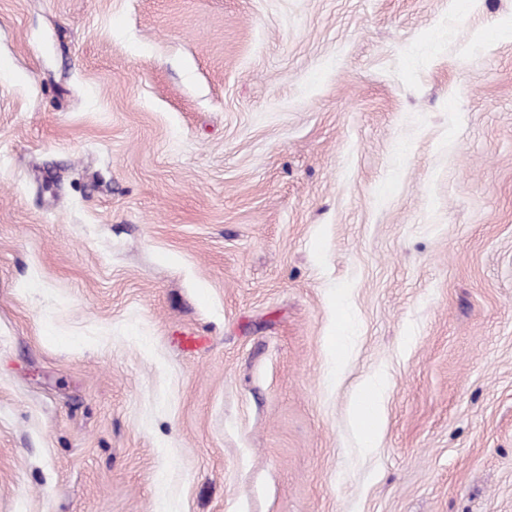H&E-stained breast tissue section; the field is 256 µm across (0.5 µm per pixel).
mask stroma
Wrapping results in <instances>:
<instances>
[{
    "instance_id": "stroma-1",
    "label": "stroma",
    "mask_w": 512,
    "mask_h": 512,
    "mask_svg": "<svg viewBox=\"0 0 512 512\" xmlns=\"http://www.w3.org/2000/svg\"><path fill=\"white\" fill-rule=\"evenodd\" d=\"M0 512H512V0H0ZM386 391V377L381 374L373 375L363 382L353 404V425L366 450L373 446L382 417Z\"/></svg>"
}]
</instances>
